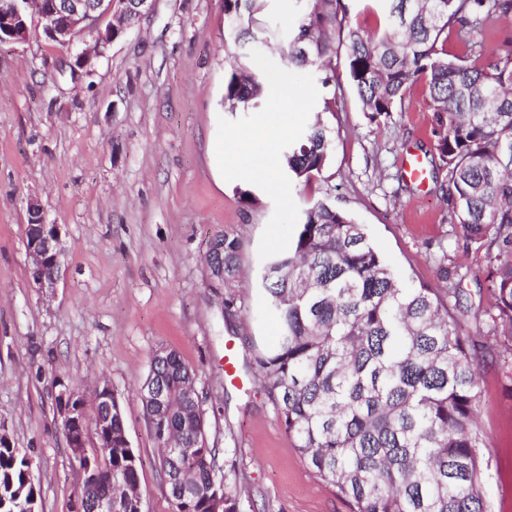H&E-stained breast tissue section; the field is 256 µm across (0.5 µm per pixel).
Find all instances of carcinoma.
Listing matches in <instances>:
<instances>
[{
    "label": "carcinoma",
    "mask_w": 512,
    "mask_h": 512,
    "mask_svg": "<svg viewBox=\"0 0 512 512\" xmlns=\"http://www.w3.org/2000/svg\"><path fill=\"white\" fill-rule=\"evenodd\" d=\"M265 0H224L238 36L280 34L264 24ZM291 20L284 60L313 68L321 88L336 81V44L372 123L402 106L425 82L434 112L431 134L445 171L447 221L462 237L496 249L491 310L465 333L461 289L406 287L347 212L315 201L294 225L288 249L261 268L265 313L277 320L276 344L254 357L256 374L306 463L336 487L353 512H487L480 490L483 398L480 361L512 350V40L487 51V39L512 18V0H378L382 33L351 23L350 0H311ZM459 46L448 52V40ZM264 81L232 72L224 106L259 107ZM332 130L321 118L282 148L285 170L310 182L327 169ZM224 281L238 269L240 241L226 234ZM149 375L167 397L151 425L162 450L173 512H241L235 465L222 468L209 446L204 411L182 391L196 374L173 350L151 358ZM124 416L112 417V449L101 463L130 493L112 512H142L138 458L126 447ZM31 462L0 445V512H35Z\"/></svg>",
    "instance_id": "1"
}]
</instances>
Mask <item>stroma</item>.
<instances>
[{
  "instance_id": "obj_1",
  "label": "stroma",
  "mask_w": 512,
  "mask_h": 512,
  "mask_svg": "<svg viewBox=\"0 0 512 512\" xmlns=\"http://www.w3.org/2000/svg\"><path fill=\"white\" fill-rule=\"evenodd\" d=\"M224 0H154L141 21L87 66L51 46L41 27L0 43V425L32 462L37 512H71L78 476L54 401L58 380L118 396L139 458L143 512H172L156 443L138 394L153 351H176L194 370L207 438L237 452L252 512H352L305 462L255 379L253 357L271 346L257 272L287 248L312 201L350 213L409 287L436 285L440 258L472 310H488L493 254L466 243L444 215L428 88L416 82L404 107L367 120L346 74L321 89L313 69L288 68L278 47L228 39ZM304 95L276 132L260 110L228 112L233 64ZM333 129L331 162L310 183L269 192L250 176L251 155L280 147L313 115ZM243 152L215 173L221 140ZM427 156L424 183L408 180V154ZM255 202L245 204L243 192ZM62 230V270L40 289L27 272L29 204ZM241 242L230 285L205 256L223 235ZM242 307L224 318V297ZM233 356L236 377L224 376ZM488 512H512V351L481 362Z\"/></svg>"
}]
</instances>
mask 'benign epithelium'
Returning a JSON list of instances; mask_svg holds the SVG:
<instances>
[{
	"label": "benign epithelium",
	"mask_w": 512,
	"mask_h": 512,
	"mask_svg": "<svg viewBox=\"0 0 512 512\" xmlns=\"http://www.w3.org/2000/svg\"><path fill=\"white\" fill-rule=\"evenodd\" d=\"M120 2V10L112 11L114 2ZM153 0H0V42H25L31 32L30 24L42 27L46 39L60 47H69L81 33L95 34L96 53L118 38L152 7ZM26 224L28 275L39 288L52 286L61 267V227L45 221L40 210L28 209ZM207 266L213 279L224 282V258L219 248L209 246ZM54 400L63 423L72 428L68 445L73 455L82 460L77 468L79 492L77 508L92 507V512H112V476L105 474L98 465L100 451L88 447L85 438V418L89 395L103 403L102 414L96 422V430L112 434V387L103 382L92 393L78 389L63 380L56 382Z\"/></svg>",
	"instance_id": "1"
}]
</instances>
